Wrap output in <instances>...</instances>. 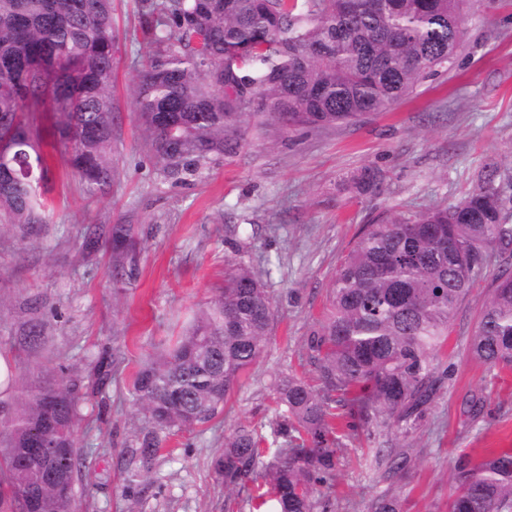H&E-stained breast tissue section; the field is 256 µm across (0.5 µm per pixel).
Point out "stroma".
<instances>
[{
	"label": "stroma",
	"mask_w": 512,
	"mask_h": 512,
	"mask_svg": "<svg viewBox=\"0 0 512 512\" xmlns=\"http://www.w3.org/2000/svg\"><path fill=\"white\" fill-rule=\"evenodd\" d=\"M454 68L424 82L389 111L357 122L286 132L247 119L239 146L201 177H164L142 148L132 85L142 67L140 0H116L115 123L111 195L87 199L63 144L46 146L48 221L23 230L0 224V353L15 376L75 379L85 396L78 443L87 450L91 486L83 512H271L265 481L224 491L214 461L238 425L267 431L285 412L273 389L281 375L316 384L305 339L325 311L342 256L379 213L449 205L473 187L482 164L512 156V0H477ZM375 169L376 195H358L350 179ZM132 224L141 245L132 271L113 277L106 248L84 249L87 224ZM267 270L275 316L265 352L242 377L209 429L167 435L150 469L130 450L147 420L128 388L151 356L167 349L224 285L228 260ZM459 307L438 356L447 367L418 429L404 435L378 422L340 439L336 484L323 490L327 512H367L376 495L398 498L400 512H447L459 453L481 457L512 448V372L472 358L469 344L493 276ZM45 345L12 348L32 319ZM115 353L111 382L98 384L101 350ZM480 398L472 416L470 401ZM407 447L406 480L388 476L381 448Z\"/></svg>",
	"instance_id": "obj_1"
}]
</instances>
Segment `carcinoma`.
Returning <instances> with one entry per match:
<instances>
[{
    "label": "carcinoma",
    "mask_w": 512,
    "mask_h": 512,
    "mask_svg": "<svg viewBox=\"0 0 512 512\" xmlns=\"http://www.w3.org/2000/svg\"><path fill=\"white\" fill-rule=\"evenodd\" d=\"M115 0H0V144L11 146L0 177V222L45 224L47 174L29 172L37 114L49 107L54 132L71 144L70 164L86 193L104 198L116 173ZM472 0H141L146 54L132 95L148 154L163 174H202L234 151L240 124L263 115L284 129H320L383 112L452 67ZM172 113L163 128L156 113ZM508 170L494 158L460 202L391 210L369 221L330 283L325 313L305 340L318 380L284 375L275 392L286 408L265 436L241 426L214 462L224 486L272 484L277 512H326L322 487L336 482V432L350 419H390L409 432L440 388L436 353L490 258L512 254ZM376 194L381 179H353ZM118 273L135 245L129 224L107 228ZM273 300L242 262L182 336L135 374L132 401L152 423L131 454L148 469L159 433L194 431L224 412L243 373L261 357ZM47 340L33 324L22 347ZM491 368L512 369V268L490 285L470 345ZM0 512H79L77 485L90 480L76 435V385L9 378L0 391ZM35 441L51 456L31 454ZM388 473L403 479L408 456L391 448ZM448 512H512V449L479 461L457 456ZM383 493L368 512H399Z\"/></svg>",
    "instance_id": "carcinoma-1"
}]
</instances>
